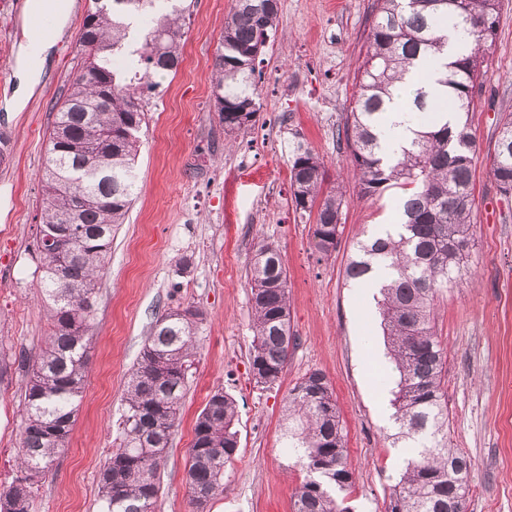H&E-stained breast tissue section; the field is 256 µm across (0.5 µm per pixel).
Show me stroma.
Returning <instances> with one entry per match:
<instances>
[{"label": "stroma", "instance_id": "obj_1", "mask_svg": "<svg viewBox=\"0 0 512 512\" xmlns=\"http://www.w3.org/2000/svg\"><path fill=\"white\" fill-rule=\"evenodd\" d=\"M40 79L16 104L19 45L32 23L26 0H0V348L38 351L49 329L35 250L42 204L38 171L50 108L79 70L77 34L91 0H71ZM234 0H191L176 72L157 76L136 160L138 197L112 242L95 304V344L84 398L66 450L33 489L31 512H98L99 473L119 443L123 395L146 337L168 309L203 320L182 414L161 467L160 512H190L186 484L193 428L210 394L237 402L239 448L224 493L206 512H293L304 478L283 439L289 390L322 371L348 432L357 479L352 512H386L403 464L392 445L396 373L387 356L376 293L347 279L357 240L396 220L402 191L361 197L344 178L338 127L358 85V59L373 0H278L279 24L261 54L253 126L226 135L212 100L213 61ZM495 46L469 120L477 138L469 261L473 272L443 291L434 330L447 350L443 390L448 436L470 457L467 512H512V195L491 174L500 123L512 113V0H499ZM325 163L344 194L339 243L318 254L311 223L295 211L290 166L298 146ZM274 243L288 275L297 344L272 387L250 374L248 270L257 243ZM25 381L0 378V488L16 475Z\"/></svg>", "mask_w": 512, "mask_h": 512}]
</instances>
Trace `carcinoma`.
Masks as SVG:
<instances>
[{
    "instance_id": "carcinoma-1",
    "label": "carcinoma",
    "mask_w": 512,
    "mask_h": 512,
    "mask_svg": "<svg viewBox=\"0 0 512 512\" xmlns=\"http://www.w3.org/2000/svg\"><path fill=\"white\" fill-rule=\"evenodd\" d=\"M497 10L498 0H374L358 90L342 128L359 194L371 198L392 186L404 190L395 230L357 242L346 267L354 281L365 279L376 265L392 271L379 289L378 306L387 355L399 376L391 400L395 440H410L419 449L404 458L387 512H465L472 463L448 445L442 392L446 352L434 331V309L440 288L468 273L477 140L462 114L474 106L485 56L495 44ZM129 16L147 18L150 25L137 40L130 69L120 71L113 58L132 39ZM189 19L183 0H92L78 34L81 70L52 106L41 176L36 247L51 327L35 355L10 358L0 351L1 374L10 365L25 372L27 398L17 474L0 491V512H30L34 485L68 445L86 384L99 281L138 190L135 163L146 120L144 92L154 89V75L177 69ZM277 21L278 0H235L224 21L213 95L222 104L218 117L228 134L255 122L261 81L256 61ZM450 21L473 39V48L445 63ZM417 63L450 70L437 84L459 121L453 129L432 119L417 122L416 137L389 160L380 138L387 106L395 83ZM402 104L419 117L438 111L434 93L421 88ZM491 174L501 193H512V114L500 127ZM290 181L295 210L315 215L314 248L330 255L341 234L342 192L325 186L323 162L301 146ZM76 204L82 232L59 276L44 237L63 230L62 218ZM250 281V367L256 383L272 386L297 340L290 334L287 271L273 244L257 247ZM201 321L199 311L178 306L151 328L127 384L119 446L100 471L101 512H157L160 468L179 420ZM237 416L234 398L217 390L196 420L187 468L192 512H204L224 493V467L238 450ZM285 421V448L305 470L294 494L295 512H349L340 494L352 488L354 469L323 373L312 371L290 389Z\"/></svg>"
}]
</instances>
